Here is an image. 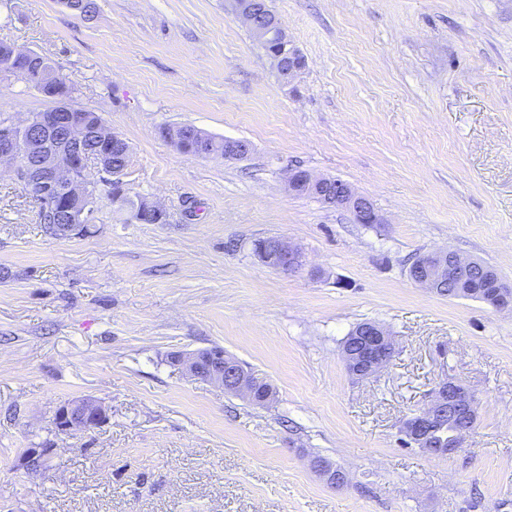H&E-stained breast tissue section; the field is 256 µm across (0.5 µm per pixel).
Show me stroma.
<instances>
[{
	"mask_svg": "<svg viewBox=\"0 0 512 512\" xmlns=\"http://www.w3.org/2000/svg\"><path fill=\"white\" fill-rule=\"evenodd\" d=\"M96 2L0 0V42L60 66L72 105L128 143L129 196L168 219L129 221L101 184L93 234L54 239L0 171V512H512V311L408 275L448 248L512 281V0H272L305 58L287 84L229 0ZM53 105L0 77V116ZM165 125L251 152L186 156ZM296 167L347 182L382 224L293 195ZM270 235L306 266L262 265L251 242ZM362 321L397 352L359 379L341 343ZM215 346L272 385L269 405L169 361ZM445 379L476 421L432 457L401 429ZM85 396L107 422L57 434L56 408ZM34 443L54 454L31 473ZM53 452V449L50 448L32 446L30 448H23L19 459L26 471L38 472L48 467Z\"/></svg>",
	"mask_w": 512,
	"mask_h": 512,
	"instance_id": "stroma-1",
	"label": "stroma"
}]
</instances>
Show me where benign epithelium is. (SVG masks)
<instances>
[{
  "label": "benign epithelium",
  "mask_w": 512,
  "mask_h": 512,
  "mask_svg": "<svg viewBox=\"0 0 512 512\" xmlns=\"http://www.w3.org/2000/svg\"><path fill=\"white\" fill-rule=\"evenodd\" d=\"M232 3L265 49L278 75L285 81L292 78L302 67V56L277 20L270 0H232ZM50 93L51 98L58 102V111L37 118L30 115L20 123L0 126V162L10 164L17 158L34 161L33 166L23 164L14 173L37 203L38 210L45 211L54 221L55 237L71 239L84 235L86 225L92 223L96 183L88 178L89 165H96L99 172L112 178L116 197L127 194L124 170H118L112 164V152L101 150L90 155L86 152V143L91 139L109 141L126 159L130 151L127 142L102 121L81 120L70 112L68 88L59 86L50 89ZM158 133L187 156L212 155L202 148L185 147L189 141L204 138L202 131L194 127L177 129L165 126ZM250 151V144L244 140H224L226 161L242 160ZM288 191L297 196L303 191L311 192L323 204L347 210L359 224L382 223L371 200L339 179L315 177L305 169L295 168L288 174ZM163 215H167L166 209L149 199L140 200L130 209L131 220L141 224ZM252 251L264 266L284 275L295 274L306 264L301 249L282 236H267L256 243ZM475 266L477 262L474 260L465 259L447 248L439 249L421 257L410 279L435 294L439 280L448 271H456L458 282L462 283ZM354 341L358 351L343 354V360L358 378L375 374L395 355L393 338L376 323L359 327L354 333ZM170 363L186 376L214 383L252 403L264 405L274 398L271 385H266L265 391H259L258 376L221 348L177 352L171 355ZM448 415L465 418V426L454 431L452 443L442 449V453L452 454L462 447L466 433L474 424L476 402L464 388L451 381L444 380L435 386L429 401L406 420L403 434L422 452L434 455L437 449L434 448L433 437L441 434L439 423ZM106 419L102 402L94 397H85L59 406L53 416V425L62 435H74L94 430ZM53 452L52 448L32 446L23 449L19 459L26 471L38 472L48 467ZM312 466L332 487L348 482L346 472L336 471L333 465L328 466L316 458Z\"/></svg>",
  "instance_id": "1"
}]
</instances>
